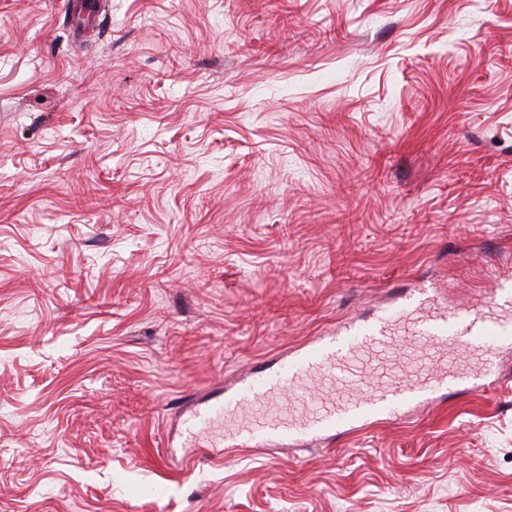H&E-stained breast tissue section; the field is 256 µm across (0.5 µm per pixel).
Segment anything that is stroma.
<instances>
[{"mask_svg": "<svg viewBox=\"0 0 512 512\" xmlns=\"http://www.w3.org/2000/svg\"><path fill=\"white\" fill-rule=\"evenodd\" d=\"M98 2L0 0V512H512V349L320 448L184 424L512 278V0Z\"/></svg>", "mask_w": 512, "mask_h": 512, "instance_id": "1", "label": "stroma"}]
</instances>
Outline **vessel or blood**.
<instances>
[{
  "label": "vessel or blood",
  "instance_id": "vessel-or-blood-1",
  "mask_svg": "<svg viewBox=\"0 0 512 512\" xmlns=\"http://www.w3.org/2000/svg\"><path fill=\"white\" fill-rule=\"evenodd\" d=\"M410 339L442 354L463 342L492 363L500 348L512 344V289H500L489 304L462 310L437 306L422 293L373 321L348 319L336 332L284 358L275 377L259 371L244 376L230 394L209 402L191 422L207 427L252 407V415L226 433V440L278 456L300 443L333 440L372 418L408 419L434 404L441 386H461L469 379L468 373L453 371L398 380L395 351ZM369 379L375 388L366 394L362 387Z\"/></svg>",
  "mask_w": 512,
  "mask_h": 512
}]
</instances>
